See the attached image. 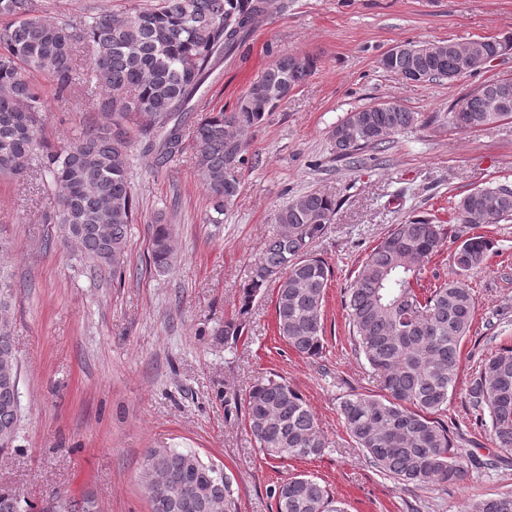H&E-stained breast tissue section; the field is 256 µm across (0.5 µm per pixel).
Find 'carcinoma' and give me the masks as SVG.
Instances as JSON below:
<instances>
[{"label": "carcinoma", "instance_id": "obj_1", "mask_svg": "<svg viewBox=\"0 0 512 512\" xmlns=\"http://www.w3.org/2000/svg\"><path fill=\"white\" fill-rule=\"evenodd\" d=\"M285 0H155L130 15L90 9L64 19L48 20L38 0H0V15L14 19L0 29V175L32 171L47 178L58 210L45 223L59 224V244L75 245L97 272L122 282L127 241L135 221L130 157L133 137L126 122L136 117L141 153L163 168L182 153L186 137L196 146V166L211 198L205 223H224V211L241 187L248 163L247 134L260 125L288 95V82L301 85L312 73L308 56L286 55L255 78L230 111L191 117L204 98L207 79L217 65L233 56L268 18L284 10ZM89 57L83 74L84 96L97 108L92 122L71 140L55 144L45 132L46 106L30 73L46 75L59 97L70 96L80 55ZM415 69L437 82L458 72L453 52L425 53L390 60L386 70ZM512 79L487 81L460 101L467 127L479 128L512 118L487 112V96ZM360 122L347 142L330 139L336 159L355 165L364 153L383 151L394 135L422 123L421 114L397 104L372 111L349 112ZM336 215V202L319 190L288 202L276 216L277 229L266 240L249 282L244 286L239 317L224 320L216 335L224 344L244 333L242 316L267 285H276L275 318L279 336L296 352L316 358L323 352V302L332 276L330 265L310 253V244ZM512 219V186L477 187L456 201V224H498ZM168 224L153 225L149 260L159 270L171 267L174 252ZM448 241V228L432 216L395 224L362 262L345 297L355 352L379 377L380 393L351 394L340 404L347 433L383 475L404 486L463 481L467 467L486 468L482 460L453 443L443 416L458 377L460 348L470 334L475 299L463 276L480 269L492 249L483 235H471L450 258L457 278L423 291L426 265ZM13 296L11 275L0 267V309ZM16 354L8 324L0 321V367ZM468 399L495 447L512 453V347L502 346L482 360L468 387ZM247 426L264 455L274 459L316 457L328 447L302 395L283 379L268 378L251 387ZM19 388L0 379V454L15 451L20 429ZM141 483L151 512H228V481L201 485L176 501L149 488L150 470L176 476L212 471L196 453L152 448ZM277 512H344L325 486L298 475L273 489ZM21 495L0 489V512H33ZM468 512H512V490L476 498Z\"/></svg>", "mask_w": 512, "mask_h": 512}]
</instances>
